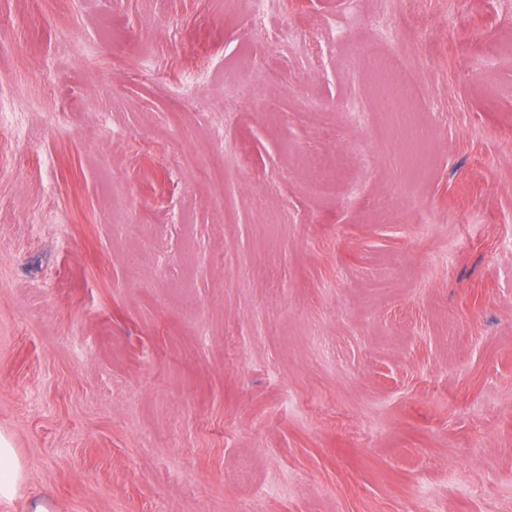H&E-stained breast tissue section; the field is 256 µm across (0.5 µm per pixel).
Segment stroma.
I'll return each mask as SVG.
<instances>
[{"label":"stroma","instance_id":"1","mask_svg":"<svg viewBox=\"0 0 512 512\" xmlns=\"http://www.w3.org/2000/svg\"><path fill=\"white\" fill-rule=\"evenodd\" d=\"M0 432V512H512V0H0ZM24 481V467L9 437L0 433V501L15 499Z\"/></svg>","mask_w":512,"mask_h":512}]
</instances>
